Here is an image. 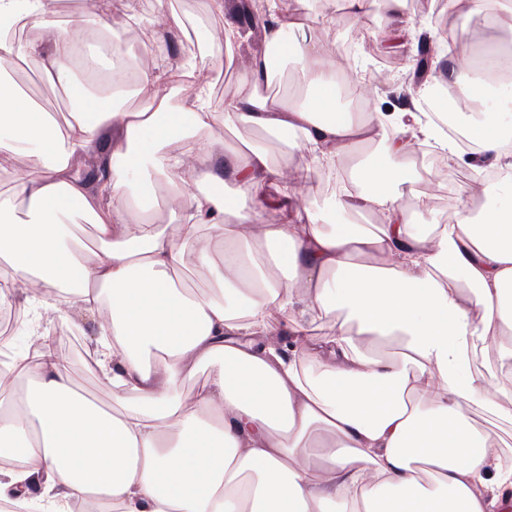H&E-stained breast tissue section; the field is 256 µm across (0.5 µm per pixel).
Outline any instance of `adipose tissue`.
<instances>
[{
	"instance_id": "obj_1",
	"label": "adipose tissue",
	"mask_w": 512,
	"mask_h": 512,
	"mask_svg": "<svg viewBox=\"0 0 512 512\" xmlns=\"http://www.w3.org/2000/svg\"><path fill=\"white\" fill-rule=\"evenodd\" d=\"M448 0V32L435 66L461 51V34L488 19L512 28V0ZM110 0H95L60 24L59 0H0V153L23 154L30 171L8 170L0 194V307L15 281L38 277L45 289L69 287L90 314L108 307L98 364L113 389L136 402L106 412L73 388L68 359L43 335L36 362L11 364L0 384V502L21 512H512V462L500 435L475 411L512 423V172L502 137L512 113L478 82H455L461 99H480L466 115L476 153L423 122L418 98L404 111L360 118L337 108L336 74L304 23L268 4V50L299 59L305 98L263 96L268 57H256L248 91L213 110L199 74L204 61L165 75L137 70L136 108L116 110L74 78L76 34L108 29L106 47L126 48L110 31ZM155 20L137 10L141 55L162 31L184 30L169 0H154ZM31 27L26 44L8 39ZM38 59L54 89L68 94L63 120L37 110L10 77L19 59ZM185 95L184 105L171 95ZM257 125L291 133L318 171H342L358 156L341 193L325 208H297L272 219L279 164L263 148L225 153L198 132L211 123ZM181 155L168 153L172 140ZM436 141L450 162L468 167L492 204L473 218L422 231L400 205L410 181V144ZM376 143L364 153L366 143ZM99 157L86 176L83 156ZM199 157L186 167L185 157ZM231 163L243 196L212 192ZM166 184L170 224L143 217L155 185ZM376 213L379 225L327 223L325 209ZM84 216L100 243L86 261L68 219ZM196 247L211 293L192 295L175 273L183 248ZM343 320L315 334L322 316ZM287 326L289 351L260 337ZM497 350L506 384L490 389L471 361ZM207 381L193 400L181 383Z\"/></svg>"
}]
</instances>
